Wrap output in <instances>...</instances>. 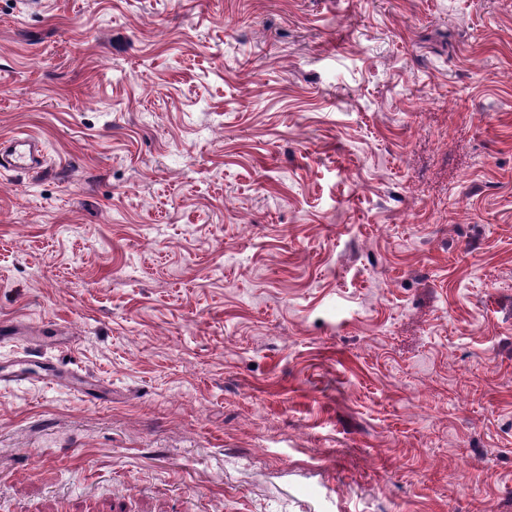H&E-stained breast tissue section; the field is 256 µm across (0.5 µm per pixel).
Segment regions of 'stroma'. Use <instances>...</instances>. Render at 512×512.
<instances>
[{"mask_svg":"<svg viewBox=\"0 0 512 512\" xmlns=\"http://www.w3.org/2000/svg\"><path fill=\"white\" fill-rule=\"evenodd\" d=\"M0 512H512V0H0ZM42 164V144L35 137L17 135L0 141V167L35 170Z\"/></svg>","mask_w":512,"mask_h":512,"instance_id":"obj_1","label":"stroma"}]
</instances>
